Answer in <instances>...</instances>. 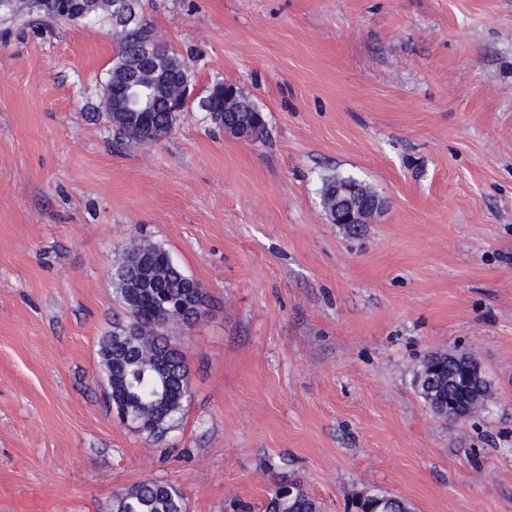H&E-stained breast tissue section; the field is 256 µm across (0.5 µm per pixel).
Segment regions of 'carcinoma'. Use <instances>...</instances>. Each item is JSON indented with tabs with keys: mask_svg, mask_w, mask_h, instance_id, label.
<instances>
[{
	"mask_svg": "<svg viewBox=\"0 0 512 512\" xmlns=\"http://www.w3.org/2000/svg\"><path fill=\"white\" fill-rule=\"evenodd\" d=\"M93 18L112 21L116 28L118 52L111 70L141 67L142 84H159L161 73L144 69L149 37L138 20L116 18L112 0H88ZM73 0H0V15L71 21ZM158 54L168 58L173 74L158 94L154 110L141 121L111 110L103 101L112 125L125 138L135 142L158 140L174 127L177 113L167 103L179 89L189 84V67L176 54L160 44ZM203 108L220 113L219 127L228 124L247 133L248 139L263 138L266 121L256 112L254 101L241 90L218 102L206 98ZM354 205L378 202L376 192L352 174L326 173L321 177L320 203L333 224L341 223V200ZM115 295L125 311V320L112 323V332L101 337L98 353L109 380V395L119 418L152 438H159L175 427L182 411L184 390L190 376L185 352L173 336L174 329L189 326L205 313L207 294L197 287L158 244L143 240L127 247L114 273ZM455 367V356L434 353L416 376L425 402L452 401L470 417L482 410L491 397L487 382L480 381L482 395L474 402L465 399L463 385L448 378ZM293 492H288V489ZM372 512H413L410 502L382 492H367ZM116 512H186L184 496L171 483L145 479L115 495ZM265 512H319L317 501L302 491L297 482L280 484L267 499Z\"/></svg>",
	"mask_w": 512,
	"mask_h": 512,
	"instance_id": "cac0c4a2",
	"label": "carcinoma"
}]
</instances>
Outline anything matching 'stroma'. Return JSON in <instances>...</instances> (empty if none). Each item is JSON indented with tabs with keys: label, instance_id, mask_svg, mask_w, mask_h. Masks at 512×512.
<instances>
[{
	"label": "stroma",
	"instance_id": "35a3bbf8",
	"mask_svg": "<svg viewBox=\"0 0 512 512\" xmlns=\"http://www.w3.org/2000/svg\"><path fill=\"white\" fill-rule=\"evenodd\" d=\"M189 66L165 137L103 108L108 22L0 21V512H114L145 479L187 512H320L378 489L416 512H512V0H138ZM218 82L263 112L242 141ZM370 184L331 223L328 171ZM163 246L207 293L175 336L191 390L159 439L119 423L99 340L113 273ZM467 352L485 410L437 419L415 378ZM236 88L234 94L224 98V91L229 88L224 83H217L212 87V95L223 98V104L215 99L210 98L211 92L206 96L203 108L209 112L211 120L221 128L224 124L231 125L247 133L248 139L257 141L263 138L266 121L263 112H255L257 106L254 101L244 94L239 88ZM210 110L220 113V119L214 120ZM262 117V120L260 118ZM233 127H225L224 132L234 135L239 139H245ZM292 487L294 492L288 494ZM265 512H319L317 501L302 491L296 481L280 484L267 499Z\"/></svg>",
	"mask_w": 512,
	"mask_h": 512
}]
</instances>
